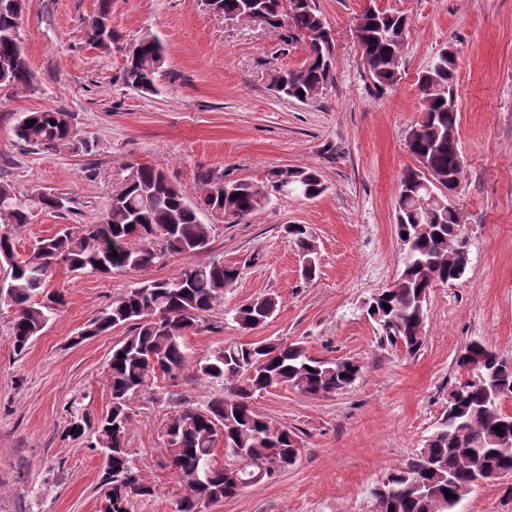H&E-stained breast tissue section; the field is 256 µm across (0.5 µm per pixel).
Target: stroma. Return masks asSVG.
<instances>
[{"mask_svg": "<svg viewBox=\"0 0 512 512\" xmlns=\"http://www.w3.org/2000/svg\"><path fill=\"white\" fill-rule=\"evenodd\" d=\"M335 43L332 80L308 102L277 96L279 69L305 61L303 43L249 18L225 19L203 0H112L116 40L105 51L86 25L99 0H22L20 38L34 74L30 89H0V182L19 195L48 189L69 199L25 225L17 251L60 227L80 230L101 219L127 167L163 170L188 198L198 174L213 169L259 182L274 167L311 168L324 193L271 198L232 222L207 215L208 258L238 266L240 276L186 337L190 359L226 343L262 339L298 343L310 356L349 358L362 375L324 397L277 387L254 404L300 438L296 464L203 512H372V486L415 455L448 408L459 379L455 356L467 342L487 343L512 360V0H317ZM407 17L399 80L378 92L369 84L355 36L366 8ZM167 49L160 92L124 85L125 51L144 35ZM457 57L463 173L456 207L470 238L466 276L431 288L426 340L418 354L380 338L364 311L372 294L400 274L396 202L415 160L405 146L421 116L419 78L441 49ZM65 108L82 149L41 151L20 143L23 113ZM306 225L317 247L314 278L289 238ZM195 254L109 275L58 269L50 288L66 305L23 353L9 338L12 308L0 306V512H101L105 464L90 439L61 441L72 411L98 420L111 406L106 361L126 334L118 326L71 345L112 300L144 281L174 277ZM277 308L260 329L233 317L255 298ZM213 392L192 367L163 377L156 394L130 404L127 447L153 493L131 512H176L185 493L164 453L163 432L187 405ZM458 512H512L505 485L475 487Z\"/></svg>", "mask_w": 512, "mask_h": 512, "instance_id": "35a3bbf8", "label": "stroma"}]
</instances>
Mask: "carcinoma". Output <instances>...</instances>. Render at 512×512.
Listing matches in <instances>:
<instances>
[{"instance_id":"1","label":"carcinoma","mask_w":512,"mask_h":512,"mask_svg":"<svg viewBox=\"0 0 512 512\" xmlns=\"http://www.w3.org/2000/svg\"><path fill=\"white\" fill-rule=\"evenodd\" d=\"M213 11L260 15L261 22L285 31L284 42L301 41L306 61L292 70L275 73L273 90L280 96L305 102L314 98L331 80L334 42L323 30L327 21L316 0H210ZM111 0H101L97 13L86 26L87 39L104 50L112 46ZM20 0H0V70L7 80L0 88L27 89L34 75L19 38ZM356 29L363 44V68L377 90L399 80L400 51L408 28L407 18L377 9L360 16ZM123 83L143 93H158L156 78L166 61L165 47L154 35H146L126 51ZM456 63L439 53L428 79L420 85L422 117L412 127L411 155H422L442 176L461 181L463 167L457 164L460 142L448 138L459 130L460 118L454 94ZM34 124H29V121ZM17 140L43 150L69 144L77 150L72 115L63 108L24 113L14 127ZM304 178L306 198L319 196L324 187L319 174L308 168H273L262 183L237 181L234 193L224 194L226 175L207 170L199 175L200 195L191 200L162 170L140 165L124 179L111 197L102 219L75 232L68 227L40 239L24 258L9 263L10 273L0 281V304L13 309L10 340L17 353L41 334L54 314L65 305L63 295L51 292L46 283L58 268L74 273L110 274L141 269L182 254H203L209 249L210 225L202 216L220 208L224 216L240 219L265 207L273 193L292 174ZM68 199L60 193L39 191L19 202L8 184H0V260L14 256L16 235L37 210L59 211ZM397 235L406 246L402 270L393 285L371 297L376 307L369 317H378L383 337L392 345L403 343L408 354L420 351L425 340V310L434 283L457 279L465 259L455 249L462 224L457 211L429 213L416 205L411 195H399ZM288 235L303 256L315 254L316 245L301 224H291ZM115 246L117 256L101 249ZM239 277V268L211 259L181 269L174 277L138 284L93 319L88 329L72 339L79 344L89 336L117 326L126 336L112 349L107 370L111 407L93 427L85 416L71 415L60 438L76 440L93 430L94 447L111 454L105 462L107 485L102 512H130L132 500L153 493L151 486L131 478L135 464L126 449L131 425L130 403L152 393L159 379L172 376L188 363L185 336L198 329L206 313L224 300V289ZM389 304L384 308L383 304ZM276 311L270 297L240 306L234 316L239 327L256 330ZM469 365L473 379L456 383L448 392V411L424 447L406 463L392 468L370 491L374 512H456L458 495L480 473L488 479L512 470V425L498 413L495 393L512 386V364L480 341L466 343L455 357L456 370ZM197 378L221 389L206 404L188 407L164 432V450L171 473L187 493L179 512H199V502L237 496L243 489L270 479L266 470L258 476L260 463L273 457L279 470L297 452V435L286 426L272 425L254 405V395L270 387L292 386L301 394L324 396L348 390L361 375V366L350 359H318L299 344L258 341L224 344L195 364ZM500 426L502 431L494 430ZM224 441L228 457L243 464L241 482L226 476L224 459L216 452ZM453 497L448 498L444 491Z\"/></svg>"}]
</instances>
